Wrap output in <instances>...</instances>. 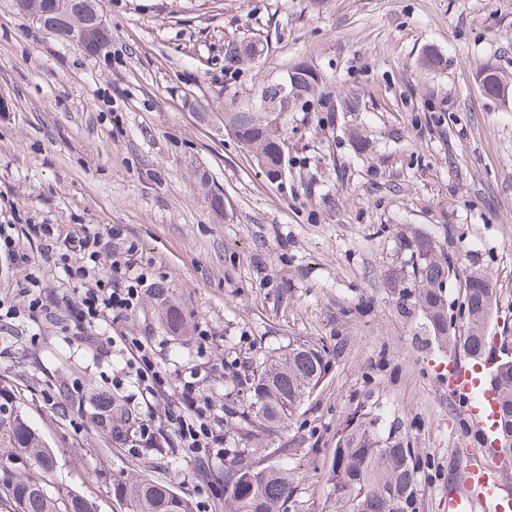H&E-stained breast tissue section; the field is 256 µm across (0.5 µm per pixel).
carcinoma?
<instances>
[{"label": "carcinoma", "mask_w": 512, "mask_h": 512, "mask_svg": "<svg viewBox=\"0 0 512 512\" xmlns=\"http://www.w3.org/2000/svg\"><path fill=\"white\" fill-rule=\"evenodd\" d=\"M244 63L242 42L224 46V69L234 74ZM284 81L296 88L295 109L311 110L319 74L291 71ZM257 102L236 104L224 113V129L256 161L266 175L280 166L288 142V114L256 111ZM404 279L412 287L399 289L395 305L409 317L415 312L425 319L426 340L440 346L458 348L469 362L483 357L486 329L496 304V289L486 274L472 270L465 275L464 301L468 317L465 333L448 329V296L443 286L457 272L456 262L442 255L431 237L415 236L404 265ZM329 362L325 350L294 341L277 355L262 354L243 373L228 371L237 392L247 403L224 405V416L240 426L242 436L269 432L288 426L304 401L308 400ZM491 379L498 391L500 428L512 429V360H501ZM57 398L79 409L88 406L93 427L103 434L105 447L127 443L131 430L139 429L136 411L107 391L84 401L74 398L68 386L56 387ZM24 457L30 469L20 473L12 461ZM53 459L39 433L20 414L0 421V512H95L94 502L68 490H49ZM421 461L416 450L403 440L385 446L379 438V417L364 410L336 439L329 481L339 512H404L417 502ZM222 495L224 512H276L292 494L287 469L277 461L266 462L253 448H233L224 461ZM115 495L129 501L132 512H194L188 498L166 481L130 474L113 481Z\"/></svg>", "instance_id": "1"}]
</instances>
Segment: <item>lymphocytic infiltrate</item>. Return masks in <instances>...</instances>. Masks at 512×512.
<instances>
[{
    "label": "lymphocytic infiltrate",
    "mask_w": 512,
    "mask_h": 512,
    "mask_svg": "<svg viewBox=\"0 0 512 512\" xmlns=\"http://www.w3.org/2000/svg\"><path fill=\"white\" fill-rule=\"evenodd\" d=\"M25 235L28 239L40 241L44 260L61 263L68 279L77 284L73 298L63 302L56 294L41 288L40 277L36 272H29L19 292L27 299L32 321H39L42 314L63 305L75 328L83 330L97 325H109L113 312L122 313L137 304L145 281L144 273L127 266L117 271L116 275L104 279L91 276L102 253L109 248L103 233L87 229L82 235L60 240L52 225L31 224ZM131 347L135 351L136 364L129 377L134 387L142 395L153 398L167 394L174 386L158 371L151 346L135 340ZM174 388L178 390L179 408L170 413L169 423L175 439L191 449L196 463H203L205 457L224 446L223 436L212 430L208 423L212 406L202 398L194 381L180 382Z\"/></svg>",
    "instance_id": "obj_1"
}]
</instances>
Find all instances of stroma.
<instances>
[{
    "instance_id": "1",
    "label": "stroma",
    "mask_w": 512,
    "mask_h": 512,
    "mask_svg": "<svg viewBox=\"0 0 512 512\" xmlns=\"http://www.w3.org/2000/svg\"><path fill=\"white\" fill-rule=\"evenodd\" d=\"M110 40L91 54L0 0V224L112 232L95 274L134 260L148 276L136 308L117 315L113 344L63 315L32 322L17 286L28 266L0 257V300L19 315L0 330V419L21 414L48 443L53 486L131 512L112 494L130 470L173 481L196 512H224L216 483L186 449L139 456L104 450L88 417H61L30 362L77 394L97 387L170 435L171 400L143 398L124 368V337L148 342L158 369L187 370L214 405L215 428L236 392L225 373L289 341L324 347L329 370L287 429L251 447L287 458L286 512H336L328 482L336 432L359 409L382 415L423 462L418 512H446L467 456L494 460L448 391L453 350L424 344L422 316L394 305L404 282L401 234L419 231L482 269L497 292L489 335L512 347V108L474 76L512 75V0H101ZM252 38L261 55L224 74V43ZM430 47L446 64L427 74ZM304 62L323 99L294 113L285 175L273 183L224 130L231 102ZM355 112L340 111L347 96ZM372 152H354L349 128ZM179 309L188 329L163 314ZM212 342L202 345L199 331Z\"/></svg>"
}]
</instances>
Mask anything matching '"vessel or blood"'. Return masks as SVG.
<instances>
[{"instance_id": "obj_1", "label": "vessel or blood", "mask_w": 512, "mask_h": 512, "mask_svg": "<svg viewBox=\"0 0 512 512\" xmlns=\"http://www.w3.org/2000/svg\"><path fill=\"white\" fill-rule=\"evenodd\" d=\"M448 389L467 409L478 433L491 436L498 404L492 387L484 381L482 366H450ZM448 512H512V499L503 494L496 463L477 458L468 462L461 484L448 487Z\"/></svg>"}]
</instances>
